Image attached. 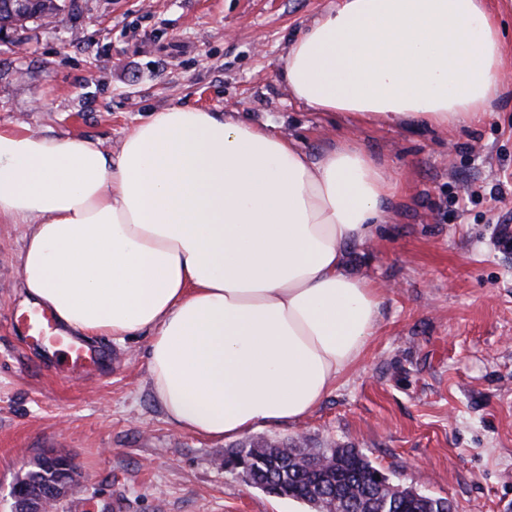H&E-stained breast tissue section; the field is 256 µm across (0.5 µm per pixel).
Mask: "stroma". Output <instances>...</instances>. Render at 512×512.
Returning a JSON list of instances; mask_svg holds the SVG:
<instances>
[{"label":"stroma","mask_w":512,"mask_h":512,"mask_svg":"<svg viewBox=\"0 0 512 512\" xmlns=\"http://www.w3.org/2000/svg\"><path fill=\"white\" fill-rule=\"evenodd\" d=\"M335 2L76 0L0 40V128L114 155L151 111L180 105L274 125L313 155L349 141L383 159L404 195L374 238L346 247L349 273L382 290L379 330L308 417L248 436L348 445L452 512H512V250L499 242L512 228V95L451 130L311 111L277 71ZM26 233L0 224V512L49 451L79 470L60 512H310L225 472L236 440L168 421L147 335L92 338L101 357L81 372L46 357L18 323L31 309Z\"/></svg>","instance_id":"stroma-1"}]
</instances>
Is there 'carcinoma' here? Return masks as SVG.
Listing matches in <instances>:
<instances>
[{"instance_id":"obj_1","label":"carcinoma","mask_w":512,"mask_h":512,"mask_svg":"<svg viewBox=\"0 0 512 512\" xmlns=\"http://www.w3.org/2000/svg\"><path fill=\"white\" fill-rule=\"evenodd\" d=\"M0 0V35H8L24 24ZM307 451L294 441L280 443L244 441L225 455V461L244 481L259 489L272 486L280 498L303 502L317 494L338 495L345 491L363 495L372 502L371 512H444L442 498L428 496L417 499L408 488L389 483L379 485V469L354 448H323L317 453L335 461V470L317 474L297 463Z\"/></svg>"}]
</instances>
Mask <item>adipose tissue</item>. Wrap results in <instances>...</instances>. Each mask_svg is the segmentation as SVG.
<instances>
[{
	"label": "adipose tissue",
	"mask_w": 512,
	"mask_h": 512,
	"mask_svg": "<svg viewBox=\"0 0 512 512\" xmlns=\"http://www.w3.org/2000/svg\"><path fill=\"white\" fill-rule=\"evenodd\" d=\"M504 48L486 0H339L278 77L316 112L446 129L503 95ZM401 193L361 148L313 157L233 112H151L115 157L0 129V223L28 227V298L84 337L150 332L156 400L209 438L302 421L359 362L381 300L345 247Z\"/></svg>",
	"instance_id": "1"
}]
</instances>
